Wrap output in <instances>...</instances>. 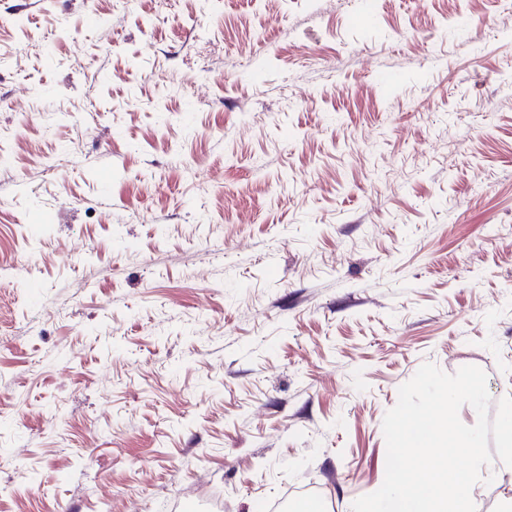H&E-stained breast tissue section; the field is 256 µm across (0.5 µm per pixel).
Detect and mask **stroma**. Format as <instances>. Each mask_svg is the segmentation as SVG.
Wrapping results in <instances>:
<instances>
[{
    "label": "stroma",
    "instance_id": "stroma-1",
    "mask_svg": "<svg viewBox=\"0 0 512 512\" xmlns=\"http://www.w3.org/2000/svg\"><path fill=\"white\" fill-rule=\"evenodd\" d=\"M425 362L512 395V0H0V512H351Z\"/></svg>",
    "mask_w": 512,
    "mask_h": 512
}]
</instances>
